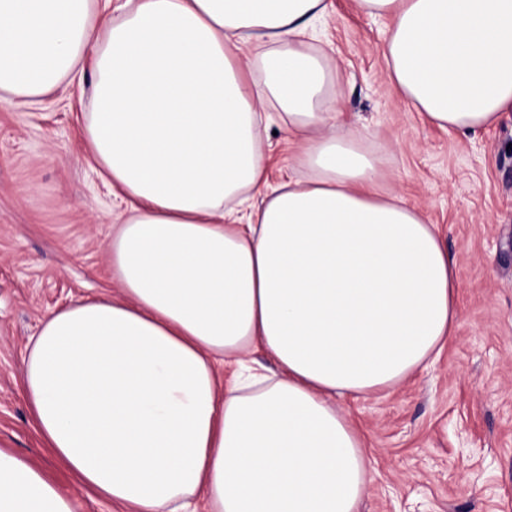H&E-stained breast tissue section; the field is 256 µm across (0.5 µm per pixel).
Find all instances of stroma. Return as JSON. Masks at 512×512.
Segmentation results:
<instances>
[{"label":"stroma","mask_w":512,"mask_h":512,"mask_svg":"<svg viewBox=\"0 0 512 512\" xmlns=\"http://www.w3.org/2000/svg\"><path fill=\"white\" fill-rule=\"evenodd\" d=\"M384 37L381 20L334 0L313 50L338 74L344 119L369 131L381 189L403 191L440 228L457 266L458 327L434 365L344 401L370 452L360 512H512V112L468 136L425 123L390 81ZM90 96L75 81L38 104L0 103V449L43 466L77 512H124L52 462L17 387L45 316L121 293L109 244L122 203L90 165ZM262 141L271 185L287 181L295 153L279 114Z\"/></svg>","instance_id":"35a3bbf8"}]
</instances>
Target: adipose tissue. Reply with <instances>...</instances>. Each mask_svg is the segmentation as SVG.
Here are the masks:
<instances>
[{
  "instance_id": "1",
  "label": "adipose tissue",
  "mask_w": 512,
  "mask_h": 512,
  "mask_svg": "<svg viewBox=\"0 0 512 512\" xmlns=\"http://www.w3.org/2000/svg\"><path fill=\"white\" fill-rule=\"evenodd\" d=\"M398 94L438 127L512 111V0H355ZM0 0V102L91 80L84 137L126 203L121 294L53 311L26 354L31 425L76 484L131 512H358L364 440L340 402L439 357L457 270L436 225L378 192L309 49L330 0ZM262 78H253L254 69ZM305 180L271 187L263 109ZM259 353L275 373L253 366ZM0 512H75L0 449Z\"/></svg>"
}]
</instances>
